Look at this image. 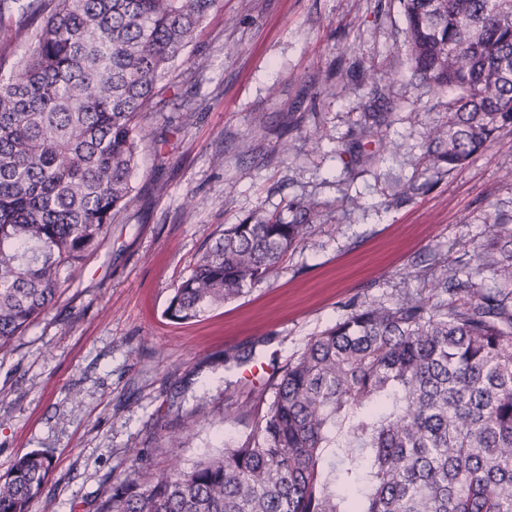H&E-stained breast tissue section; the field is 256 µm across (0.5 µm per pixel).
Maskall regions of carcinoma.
<instances>
[{
    "label": "carcinoma",
    "instance_id": "obj_1",
    "mask_svg": "<svg viewBox=\"0 0 512 512\" xmlns=\"http://www.w3.org/2000/svg\"><path fill=\"white\" fill-rule=\"evenodd\" d=\"M403 45L448 95L418 163L449 171L512 126V0H400ZM217 0H51L0 76V349L57 301L131 201L142 114ZM292 218L229 224L174 288L183 324L275 276L310 232ZM499 284L455 269L436 301H371L272 378L246 439L187 467L112 483L97 512H512V220L478 253ZM340 464H335L334 460ZM51 460L0 476V512H30Z\"/></svg>",
    "mask_w": 512,
    "mask_h": 512
}]
</instances>
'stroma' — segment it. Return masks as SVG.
Wrapping results in <instances>:
<instances>
[{"instance_id":"stroma-1","label":"stroma","mask_w":512,"mask_h":512,"mask_svg":"<svg viewBox=\"0 0 512 512\" xmlns=\"http://www.w3.org/2000/svg\"><path fill=\"white\" fill-rule=\"evenodd\" d=\"M404 28L399 0H219L175 61L164 107L140 120L131 202L52 308L0 350V476L31 450L54 462L31 512H96L134 468L243 441L261 386L225 368L226 351L280 368L359 305L431 297L459 265L494 286L477 252L495 215L512 219V129L397 199L446 112L409 69ZM370 112L388 126L368 163L356 141ZM303 199L317 204L312 231L269 282L193 323L165 317L225 225ZM172 429L182 444L169 449Z\"/></svg>"}]
</instances>
